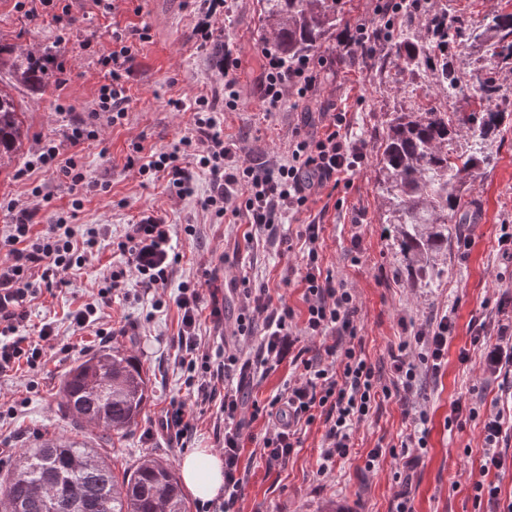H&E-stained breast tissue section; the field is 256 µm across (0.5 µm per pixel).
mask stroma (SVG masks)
I'll use <instances>...</instances> for the list:
<instances>
[{"mask_svg":"<svg viewBox=\"0 0 512 512\" xmlns=\"http://www.w3.org/2000/svg\"><path fill=\"white\" fill-rule=\"evenodd\" d=\"M16 0H0V47L34 52L51 81L46 88L15 89L25 114L27 137L9 163L0 166V228L11 223L9 203L39 207L40 226L57 218H71L78 227L107 225L109 233L94 249L82 270L65 275L66 286L39 294L27 303L22 336H37L46 323L55 328L44 342V361L36 369L20 368L0 375V448L13 452L33 447L47 437H67L107 453L115 473L132 469L140 458L152 456L179 467L186 449L221 450L224 423L220 406L223 392L194 411L195 431L181 449L155 428L171 401H191L187 374L177 357L180 311L174 301L185 281L198 283L203 293L223 288L225 279H248L250 287L268 288L274 299L286 302L303 320L307 305L299 284L304 272L305 246L299 237L304 224H322L319 254L356 298L357 336L366 357L375 364L389 362L405 330H427L441 315H450L454 332L448 342V361L440 375L421 374L417 387L404 398L382 402L378 410L356 425L353 446L331 473L317 475V460L326 427L315 420L299 435V446L286 466L268 468L256 441L268 423L258 418L251 425L241 464L248 471L239 512H334L347 502L355 512H393L400 493H408L415 512H486L476 505L472 487L490 482L481 470L484 448L483 416L512 415V380L503 381L487 369L489 348L512 351L501 341L499 328L512 322V256L499 243L501 227L512 225V130L496 140L491 165L468 185L460 211L457 234L472 237L469 250L448 245V269L439 287L423 288L408 279L404 260L393 240L390 225L381 223L380 191L376 182V155L385 132L386 115L406 111L421 98L435 106L429 79L404 77L411 93L393 90L394 64L386 47L375 45L372 55L346 54L340 43L347 26L371 17L376 0H349L346 23L324 42L320 55L328 63L317 91L304 101L287 98L278 112L260 109L262 53L268 50L263 23L264 0H233L228 14L217 20L218 39L203 44L193 34L197 16L192 0H115L105 15L93 0H72L76 22L66 40H58L47 19H31L15 7ZM448 11L462 28L487 23L492 15L512 12V0H448ZM127 29L147 28L149 37L135 41L130 64L127 116L110 124L97 119L98 136L71 149L66 132L75 114L93 107L101 84L100 60L112 44L106 34L111 23ZM227 46L240 60L234 73L240 101L236 111L221 104L222 78L214 49ZM68 83L57 87L59 73ZM215 103L218 125L236 160L271 163L282 155L295 130L319 132L331 112L346 115L343 130L349 144L364 146L361 166L338 185H325L310 197L307 210L288 213L279 229L286 245L259 237L246 241L244 225L229 224L203 210L199 197L209 192V180L198 176L195 196L171 195L165 179L151 180L128 167L137 147L166 151L189 135L199 98ZM60 145L63 156H76L87 180L108 184L103 195L84 198L72 210L76 193L69 184L41 171L18 179V172L46 142ZM42 186L49 200L34 197ZM161 218L173 227L172 245L180 261L167 285L149 287L135 272H128L111 306L102 313L105 337L94 330L73 333L69 312L91 301L113 269L126 266L127 257L116 247L127 224L142 216ZM194 234H186V225ZM236 297L224 304V324L214 327L209 316L200 319L206 350L218 345L250 351L254 341L231 331L239 314ZM483 329L486 346H471L475 329ZM109 349L133 357L146 373L147 399L135 423L124 431L74 427L60 408L59 391L65 376L80 360ZM468 362H460V353ZM477 404L482 417L457 425L450 416L454 403ZM428 413V447L409 468L391 456H382L374 469H366L367 453L375 447L399 444L411 429L410 413Z\"/></svg>","mask_w":512,"mask_h":512,"instance_id":"1","label":"stroma"}]
</instances>
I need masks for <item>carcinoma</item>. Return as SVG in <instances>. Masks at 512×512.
Masks as SVG:
<instances>
[{
  "mask_svg": "<svg viewBox=\"0 0 512 512\" xmlns=\"http://www.w3.org/2000/svg\"><path fill=\"white\" fill-rule=\"evenodd\" d=\"M342 0H265L271 45L293 64L315 53L343 21ZM421 16L392 34L379 31L376 42L389 45L398 73L423 69L435 90L458 96L469 89L486 102L500 97L501 84L490 71L477 69L464 80L453 57L462 32L443 25L448 9L423 0ZM473 47H486L497 64L512 71V14H497L483 28L469 30ZM21 85L46 86L48 74L21 56L0 55ZM512 113L485 108L442 111L419 107L390 112L379 147L377 182L383 197V223L423 288L439 285L448 262L450 223L463 206V188L490 163V146ZM26 136L21 112L10 92L0 87V161L11 159ZM471 141L454 151L457 139ZM148 383L134 360L99 352L73 367L61 387L60 406L76 425L92 423L108 431L135 423L146 400ZM0 512H188L173 467L146 456L117 475L110 462L78 441L48 438L24 449L0 480Z\"/></svg>",
  "mask_w": 512,
  "mask_h": 512,
  "instance_id": "cac0c4a2",
  "label": "carcinoma"
}]
</instances>
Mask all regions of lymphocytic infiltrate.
<instances>
[{"label": "lymphocytic infiltrate", "instance_id": "obj_1", "mask_svg": "<svg viewBox=\"0 0 512 512\" xmlns=\"http://www.w3.org/2000/svg\"><path fill=\"white\" fill-rule=\"evenodd\" d=\"M403 8L401 0H378L374 16L358 22L350 42L369 52L379 27L393 24L395 15ZM112 50L101 60L105 82L99 88L95 109L87 116L77 117L69 127L66 139L71 146L95 139V121L100 113H108L111 123L118 124L126 117L125 105L129 99L127 65L132 61L133 43L129 33L112 28L108 33ZM323 64L304 59L297 64H285L272 52H265L260 81L263 111L277 112L288 95L303 99L320 83ZM196 114L195 133L182 138L170 151L151 153L140 165L143 175L166 174L168 187L176 196L186 198L195 193L197 174H204L210 182V193L201 199L203 209L216 216L233 215L241 218L248 229L245 239L274 235L288 213L303 211L311 195L329 181L352 172L363 161L362 150L349 148L340 132L345 122L343 114H334L322 133L304 137L293 134L285 154L271 165L251 162L231 163V150L226 147L224 133L210 114L212 102L203 99ZM26 171L41 170L56 179L83 186L86 193H106L105 184L86 180L75 158H61L55 142H47L29 160ZM38 211L21 208L13 215V222L0 235V250H6L10 262L0 266V291L5 301L0 302V373L20 364L36 367L43 356L41 343L54 334L51 324H43L37 340L31 341L18 333L25 318V307L34 296L35 283L46 289L57 285V274L68 269H82L88 253L104 239L107 231L99 227L75 230L64 219H57L45 230H36L34 219ZM171 225L162 219L147 215L128 225L123 239L117 243L119 251L127 254L128 263L148 286L165 285L177 261L170 246ZM321 225H305L301 235L307 245L303 255L305 273L301 278L303 297L307 304L305 336L323 340L324 358L306 359L299 383L286 386L269 400L245 402L241 387L235 386L237 376L251 372L267 376L283 363L294 340L292 329L294 312L286 303L274 302L268 289L246 288L241 292L242 305L236 318L235 335L256 337L257 344L248 356L217 348L208 352L201 347L197 333L199 313L209 307V316L215 325L224 322V303L218 295L203 298L198 285L183 282L175 302L181 311L178 333L180 364L187 372L186 384L195 400L208 402L216 389H223L224 401V495L222 498L200 503L198 512H236L247 474L241 469V451L244 434L252 421L265 417L272 426L266 431L260 448L267 465L287 462L295 448V423H312L323 416L326 425L325 444L319 455L318 474L335 469L345 458L351 446L353 426L368 416L379 398H391L393 392L411 391L421 371L440 373L448 353V341L454 323L441 316L428 331H419L406 337L389 353L391 385L381 383L376 367L368 362L361 344L356 341L357 311L354 297L344 283L332 274L324 273L318 251ZM454 418L482 419L485 451L481 469L484 473H505L508 465L499 449L502 434L500 415L481 416L477 407L454 404ZM414 430L389 450L371 449L365 460L367 468H374L382 455H390L404 466H411L420 451L427 446L428 417L420 410L412 417Z\"/></svg>", "mask_w": 512, "mask_h": 512}]
</instances>
